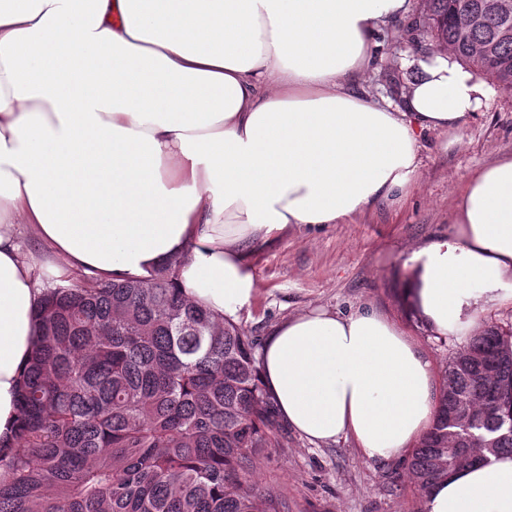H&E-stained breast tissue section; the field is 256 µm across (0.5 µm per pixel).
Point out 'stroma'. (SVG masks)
Returning <instances> with one entry per match:
<instances>
[{
  "instance_id": "35a3bbf8",
  "label": "stroma",
  "mask_w": 512,
  "mask_h": 512,
  "mask_svg": "<svg viewBox=\"0 0 512 512\" xmlns=\"http://www.w3.org/2000/svg\"><path fill=\"white\" fill-rule=\"evenodd\" d=\"M426 10V0H409L406 18L376 33L372 62L355 79L358 88L381 102H402L401 59L439 46L430 30L408 24ZM418 152L419 179L400 199L378 201L341 224H292L252 245L258 293L236 317L248 335L265 341L281 321L313 309L373 308L397 322L444 372L468 335L439 336L419 321L400 288L403 261L409 246L455 234L450 218L458 190L478 168L512 155V92L496 91L461 127L423 133ZM408 458L403 452L373 462L353 442L313 443L292 431L287 447L262 458L252 481L279 488L288 512H424Z\"/></svg>"
}]
</instances>
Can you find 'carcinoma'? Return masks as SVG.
Here are the masks:
<instances>
[{
	"instance_id": "obj_1",
	"label": "carcinoma",
	"mask_w": 512,
	"mask_h": 512,
	"mask_svg": "<svg viewBox=\"0 0 512 512\" xmlns=\"http://www.w3.org/2000/svg\"><path fill=\"white\" fill-rule=\"evenodd\" d=\"M423 26L512 91V11L499 0H427ZM184 258L147 278L46 286L20 390V428L0 512H285L250 477L284 446L257 343L187 299ZM466 408L468 426L448 420ZM479 437L512 454V329L480 326L448 361L436 418L408 462L416 490L458 469Z\"/></svg>"
}]
</instances>
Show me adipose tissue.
Instances as JSON below:
<instances>
[{"mask_svg":"<svg viewBox=\"0 0 512 512\" xmlns=\"http://www.w3.org/2000/svg\"><path fill=\"white\" fill-rule=\"evenodd\" d=\"M406 0H0V442L16 432L41 257L58 284L144 278L185 256L184 293L234 318L257 295L252 243L340 224L401 195L423 131L493 93L453 53L405 57L399 106L352 79ZM457 235L410 252L404 298L437 335L512 305V156L456 197ZM282 420L310 442L388 460L432 425L428 356L384 315L318 309L261 361ZM425 512H512V455L434 484Z\"/></svg>","mask_w":512,"mask_h":512,"instance_id":"adipose-tissue-1","label":"adipose tissue"}]
</instances>
